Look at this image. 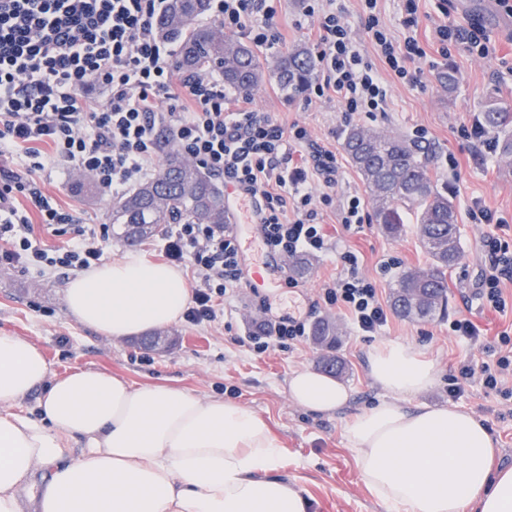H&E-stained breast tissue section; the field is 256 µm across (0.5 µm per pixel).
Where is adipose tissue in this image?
I'll use <instances>...</instances> for the list:
<instances>
[{"label": "adipose tissue", "instance_id": "ef3b65f1", "mask_svg": "<svg viewBox=\"0 0 512 512\" xmlns=\"http://www.w3.org/2000/svg\"><path fill=\"white\" fill-rule=\"evenodd\" d=\"M191 290L181 270L137 252L71 278L67 311L112 338L182 319ZM369 374L385 393L343 432L360 475L387 512H512V467L494 469L495 442L472 414L407 407L437 370L414 345L375 348ZM39 393L36 416L10 405ZM290 398L331 414L349 400L333 377L304 369ZM0 512H306L279 477L283 448L242 404L162 384L135 386L105 371L57 375L28 339L0 335ZM80 439V452L70 440ZM41 480H34L35 467Z\"/></svg>", "mask_w": 512, "mask_h": 512}]
</instances>
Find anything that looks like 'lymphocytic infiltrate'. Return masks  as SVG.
<instances>
[{"instance_id": "1", "label": "lymphocytic infiltrate", "mask_w": 512, "mask_h": 512, "mask_svg": "<svg viewBox=\"0 0 512 512\" xmlns=\"http://www.w3.org/2000/svg\"><path fill=\"white\" fill-rule=\"evenodd\" d=\"M169 0H0V264L25 262L50 273L89 269L100 261L108 225L89 228L64 209L43 183L58 168L91 176L101 191L116 193L156 173L164 142L234 188L250 210L267 250L286 256L317 254L329 244L320 220L336 212L345 231L360 229L367 216L359 196L337 199L344 178L335 153L320 145L306 125L285 126L256 109L229 110L223 78L182 68L172 42L158 23ZM278 0H210L219 27L239 32L255 46L279 47ZM419 0H403L404 34L383 26L378 0H362L365 29L376 59L350 36L335 0H305L303 15L317 26L319 72L305 102L333 100L342 124L356 114L388 109L382 71L417 86L428 53L418 36ZM434 41L440 56L450 47L486 55L491 40L479 23L469 28L438 23ZM102 89L104 101L88 108L87 88ZM65 237L46 248L35 225ZM162 253L192 268L197 285L186 322H216L227 289L246 285L241 244L225 226L168 224ZM488 263L479 296L493 310L507 305L504 281H512V248L494 235L484 239ZM341 272L324 283L326 305L343 309L358 333L368 336L388 321L375 285L359 271L351 251L337 253ZM307 317L290 313L262 333L241 337L257 352L288 348L303 340ZM491 361L463 362L460 379L480 375L485 388L500 391L512 378V354L498 339Z\"/></svg>"}]
</instances>
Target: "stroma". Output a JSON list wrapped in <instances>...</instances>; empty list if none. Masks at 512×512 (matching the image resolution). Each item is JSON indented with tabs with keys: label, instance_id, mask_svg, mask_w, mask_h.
<instances>
[{
	"label": "stroma",
	"instance_id": "obj_1",
	"mask_svg": "<svg viewBox=\"0 0 512 512\" xmlns=\"http://www.w3.org/2000/svg\"><path fill=\"white\" fill-rule=\"evenodd\" d=\"M444 15L457 25L473 21L483 25L495 44L494 56L482 58L454 47L447 58H440L432 44L433 27ZM444 15L437 9V0H420L418 34L428 45L429 59L436 63L435 68L425 69L421 86L412 87L385 75L388 111L362 113L355 118L357 124L408 138L414 130H424L426 144L434 149L431 172L454 199L462 247L458 263L447 272L448 308L444 313L425 321L393 313L378 332L362 336L342 311L326 306L318 297L319 288L340 272L337 251L346 249L357 255L361 272L374 282L385 304L404 270L429 263L415 225H405L395 238L382 234L371 221L348 232L337 224L333 209L327 208L322 222L331 249L309 256V269L299 276L298 288H288L279 278L255 293L247 288L227 292L223 318L212 325L194 326L183 321L171 326L175 342L167 350L144 348L136 336L114 339L79 323L64 305L66 276L41 275L22 263L0 267V334L30 340L60 374L74 368L107 371L137 386L164 384L203 399L232 397L246 404L268 421L280 439L284 459L278 475L303 487L309 502L307 512H386L361 478L343 425L350 414L372 406L381 397V390L369 376L368 355L373 347L394 340L413 344L438 369L435 384L414 396V403L460 408L474 414L496 443L497 465L511 466L512 396L503 398L474 377L461 381L459 393L452 397L448 379L457 374L465 359L485 361L484 346L497 344L501 333L512 335V307L496 312L476 298L486 261L483 238L489 231L468 216L471 202L480 201L504 221L492 232L512 245V164H506L499 153L475 148L464 134L488 96L512 105V17L495 0H450ZM449 69L456 74L451 89L439 81L440 73ZM254 103L260 113L283 125L305 123L315 140L335 151L344 171L337 197H368L366 186L343 150L345 129L336 102L308 106L303 95L286 96L269 86ZM449 155L456 158L457 170L445 168L444 159ZM81 181V176L60 169L46 188L63 208L76 210L84 223H111L116 195H84ZM231 211L233 229L242 237L245 270L270 261L288 270L287 258H273L265 252L246 208L236 204ZM389 260L394 261V268L382 272V263ZM256 296L265 298L275 315L299 311L312 323L323 318L336 322L340 329L336 354L345 365L339 380L351 393L345 408L333 414L314 413L294 403L288 394V379L294 371L317 367L319 351L312 338L263 353L239 346L238 337L257 330L261 320L251 304ZM462 318L479 328L478 345L461 342L450 330V322Z\"/></svg>",
	"mask_w": 512,
	"mask_h": 512
}]
</instances>
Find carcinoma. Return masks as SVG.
<instances>
[{
  "label": "carcinoma",
  "mask_w": 512,
  "mask_h": 512,
  "mask_svg": "<svg viewBox=\"0 0 512 512\" xmlns=\"http://www.w3.org/2000/svg\"><path fill=\"white\" fill-rule=\"evenodd\" d=\"M209 0H171L159 32L178 43L180 62L194 71H217L224 86L244 97H254L266 85L285 92H300L312 79L315 60L303 46L286 47L271 60L248 43L199 18ZM492 135L499 154L512 157V106L490 99L479 116ZM344 151L371 193L375 223L388 237L403 230L402 214H413L422 244L430 257L424 268L408 269L391 291V306L403 317L432 319L448 304L446 271L460 257L457 211L453 198L439 189L430 174L425 149L415 142L353 125L344 135ZM224 223V191L214 179L177 152L167 155L162 172L126 196L112 209L113 234L136 245L165 224ZM320 350L318 366L328 374L342 373L336 357L338 330L322 319L312 329Z\"/></svg>",
  "instance_id": "carcinoma-1"
}]
</instances>
